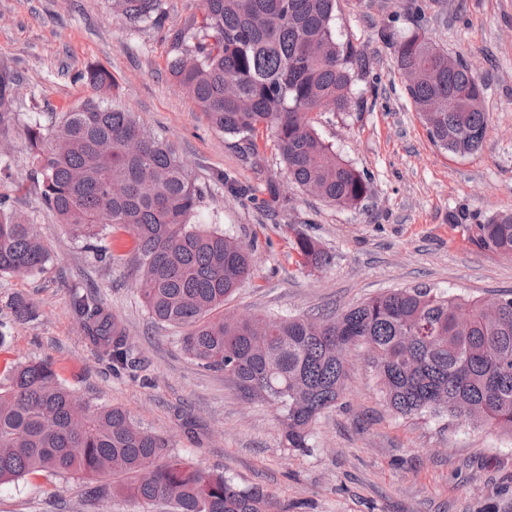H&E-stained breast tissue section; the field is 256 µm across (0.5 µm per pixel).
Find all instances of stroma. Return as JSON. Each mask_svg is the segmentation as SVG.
<instances>
[{
	"mask_svg": "<svg viewBox=\"0 0 512 512\" xmlns=\"http://www.w3.org/2000/svg\"><path fill=\"white\" fill-rule=\"evenodd\" d=\"M202 0H163L158 23L130 26L108 0H0V64L23 78L16 109L61 108L90 89L74 81L93 64L111 72L123 106L190 160L202 203L194 227L255 242V266L226 307L255 315L301 316L346 308L396 288H428L470 299L512 294V261L475 241V225L512 214V0H337L336 29L365 51L348 112H319L326 143L367 175L372 192L333 206L293 187L270 138L259 135L261 168L244 165L236 137L211 126L169 73L173 33ZM466 61L484 80L488 129L481 149L458 155L435 145L395 65V44L412 33ZM0 194L33 224L49 252L46 268L0 276V319L9 337L0 366L53 365L61 381L101 406L126 410L166 437L174 455L270 492L280 512H512V438L482 425L402 417L387 406L364 355L352 350L347 394L313 427L308 452L284 448L274 407L242 396L223 373L198 367L174 329L154 323L125 265L97 262L55 223L30 186L22 143ZM225 174L231 185L217 181ZM278 204H271V197ZM333 253L311 271L292 248L297 234ZM95 286L128 330L140 359L135 376L112 375L69 307L72 289ZM34 314L11 322L17 300ZM43 471L0 484V512H168L124 496L90 499V486Z\"/></svg>",
	"mask_w": 512,
	"mask_h": 512,
	"instance_id": "35a3bbf8",
	"label": "stroma"
}]
</instances>
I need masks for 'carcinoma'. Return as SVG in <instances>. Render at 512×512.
<instances>
[{
    "label": "carcinoma",
    "instance_id": "carcinoma-1",
    "mask_svg": "<svg viewBox=\"0 0 512 512\" xmlns=\"http://www.w3.org/2000/svg\"><path fill=\"white\" fill-rule=\"evenodd\" d=\"M337 0H203L201 18L176 35L169 62L181 90L212 125L242 144L241 157L260 161L255 134L272 138L291 181L341 207L370 192L368 178L318 134L312 114L329 101L345 111L362 50L336 34ZM162 0H110L130 25L158 21ZM419 33L396 44V66L432 141L472 154L487 132V113L472 99L485 84L459 59L425 53ZM92 94L21 124L15 109L21 80L0 66V181L11 135L21 136L46 209L112 263L104 230L119 226L136 238L135 285L149 315L179 329L183 352L206 370L220 371L245 397L276 407L285 447H310L311 427L345 398L344 359L354 347L371 354L370 367L388 406L404 416L430 415L479 422L512 436V297L491 316L483 303L396 289L340 314L253 316L224 312L248 277L254 245L190 225L202 188L183 156L150 132L137 115L113 102L112 75L95 66L76 73ZM457 95L455 112H433L440 96ZM479 243L512 261V215L476 225ZM301 265L333 262L311 237L293 243ZM50 256L33 225L0 196V275L27 276ZM70 308L97 355L117 374L136 372L127 330L98 292L74 290ZM0 484L50 471L63 477L112 475V488L94 490L153 503L172 512H278L260 486L211 474L170 453L169 441L140 428L119 407L77 397L43 361L0 370Z\"/></svg>",
    "mask_w": 512,
    "mask_h": 512
}]
</instances>
